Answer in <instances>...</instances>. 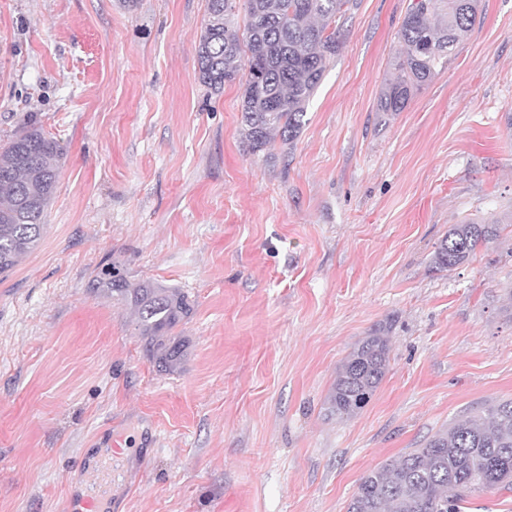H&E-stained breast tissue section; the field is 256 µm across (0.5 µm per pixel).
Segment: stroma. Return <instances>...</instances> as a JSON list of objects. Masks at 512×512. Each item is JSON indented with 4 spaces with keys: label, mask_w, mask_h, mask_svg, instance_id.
<instances>
[{
    "label": "stroma",
    "mask_w": 512,
    "mask_h": 512,
    "mask_svg": "<svg viewBox=\"0 0 512 512\" xmlns=\"http://www.w3.org/2000/svg\"><path fill=\"white\" fill-rule=\"evenodd\" d=\"M410 0H355L294 146L253 153L241 89L212 93L207 0H0V149L37 123L63 149L39 246L0 278V512H63L88 454L101 512H346L360 480L512 398V0L401 112L377 109ZM499 235L453 271L451 225ZM182 289L180 371L93 292ZM389 327L356 416L325 398Z\"/></svg>",
    "instance_id": "1"
}]
</instances>
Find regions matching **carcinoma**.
I'll list each match as a JSON object with an SVG mask.
<instances>
[{
    "mask_svg": "<svg viewBox=\"0 0 512 512\" xmlns=\"http://www.w3.org/2000/svg\"><path fill=\"white\" fill-rule=\"evenodd\" d=\"M352 0H245L243 34L231 28L235 0H207V21L197 45L199 79L213 93L242 85L241 134L253 153L275 138L291 144L305 124L307 106L327 61L339 48L336 19ZM480 0H428L408 8L397 31L396 76L383 89L378 111H403L413 93L447 62L448 51L474 28ZM62 148L34 123L0 151V274L39 244L42 217L58 182ZM498 236L497 225L454 224L437 247L438 270L458 268ZM135 314L139 335L160 370L179 371L185 341L176 332L193 310L187 294L144 281L132 287L121 273L92 281ZM389 339L379 328L350 352L325 401L338 419L357 415L389 368ZM512 490V399L489 404L436 432L420 448L372 470L361 480L347 512H462L483 490Z\"/></svg>",
    "mask_w": 512,
    "mask_h": 512,
    "instance_id": "carcinoma-1",
    "label": "carcinoma"
}]
</instances>
